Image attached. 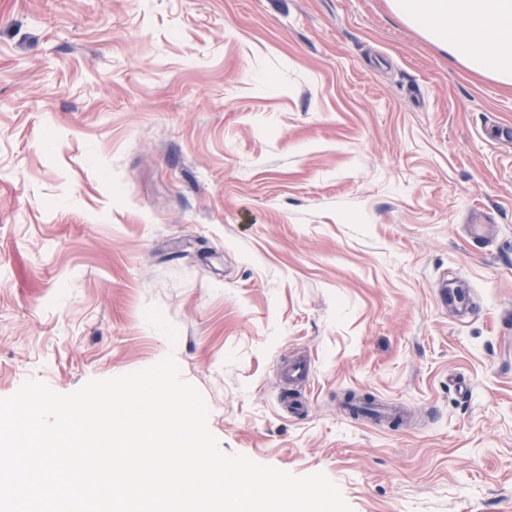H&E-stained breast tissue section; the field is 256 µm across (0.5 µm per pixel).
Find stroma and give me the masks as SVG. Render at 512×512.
Listing matches in <instances>:
<instances>
[{"mask_svg": "<svg viewBox=\"0 0 512 512\" xmlns=\"http://www.w3.org/2000/svg\"><path fill=\"white\" fill-rule=\"evenodd\" d=\"M500 127L512 86L388 0H0V398L171 355L224 453L352 512H512ZM311 363L308 357L290 359L282 368L281 375L287 383L304 386L310 378Z\"/></svg>", "mask_w": 512, "mask_h": 512, "instance_id": "stroma-1", "label": "stroma"}]
</instances>
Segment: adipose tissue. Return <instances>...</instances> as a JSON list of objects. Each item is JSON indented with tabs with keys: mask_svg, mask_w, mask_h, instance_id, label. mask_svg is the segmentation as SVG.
<instances>
[{
	"mask_svg": "<svg viewBox=\"0 0 512 512\" xmlns=\"http://www.w3.org/2000/svg\"><path fill=\"white\" fill-rule=\"evenodd\" d=\"M390 5L466 67L512 84V0H390Z\"/></svg>",
	"mask_w": 512,
	"mask_h": 512,
	"instance_id": "1",
	"label": "adipose tissue"
}]
</instances>
